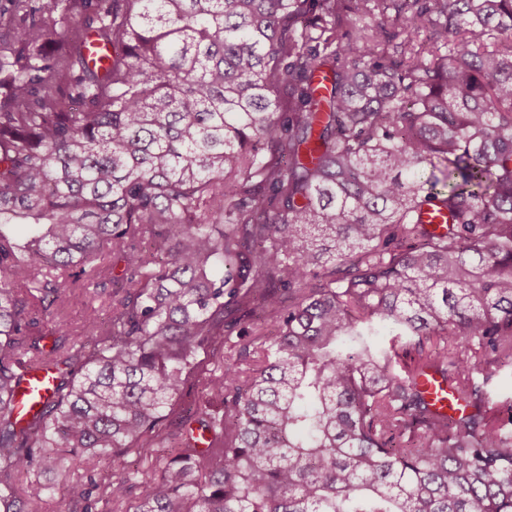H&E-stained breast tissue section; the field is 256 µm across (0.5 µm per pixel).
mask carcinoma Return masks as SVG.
Segmentation results:
<instances>
[{"label": "carcinoma", "mask_w": 512, "mask_h": 512, "mask_svg": "<svg viewBox=\"0 0 512 512\" xmlns=\"http://www.w3.org/2000/svg\"><path fill=\"white\" fill-rule=\"evenodd\" d=\"M7 2L0 512H38L20 471L123 466L241 323L274 339L209 376L222 415H180L215 446L181 439L113 480V503L136 487L132 512H512V417L476 376L512 369V0ZM88 34L115 50L105 73ZM114 261L107 320L38 329L33 306L54 316ZM27 368L57 386L23 424ZM429 370L457 414L419 388Z\"/></svg>", "instance_id": "1"}]
</instances>
